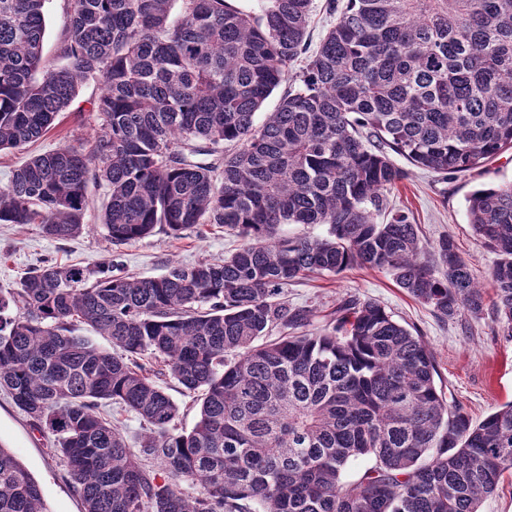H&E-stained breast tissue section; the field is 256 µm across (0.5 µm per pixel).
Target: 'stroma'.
Returning <instances> with one entry per match:
<instances>
[{
    "instance_id": "obj_1",
    "label": "stroma",
    "mask_w": 512,
    "mask_h": 512,
    "mask_svg": "<svg viewBox=\"0 0 512 512\" xmlns=\"http://www.w3.org/2000/svg\"><path fill=\"white\" fill-rule=\"evenodd\" d=\"M101 93L99 84L86 83L45 137L24 152H0V187L7 185L12 170L27 156L93 135L98 124L94 104ZM393 161L408 167L410 176L388 192L389 207L408 213L413 223L419 224L425 242L451 235L475 277L486 280L497 256L476 241L466 214L467 199L481 185L512 181V151L487 162L482 173L466 176L448 177L411 167L399 155ZM103 198L102 190L91 189L86 215L91 228L65 241L46 238L33 225L0 224V291L16 288L29 268L47 259L87 265L107 258L109 244L100 225ZM239 244V239L223 227L207 224L200 231L189 230L178 237L159 232L125 245L122 261L135 276L156 277L164 274L171 262L218 259L234 252ZM349 296L378 302L395 319L415 329L434 354L438 383L474 419H483L498 405L512 400V342L502 336L492 310L477 318L463 311L444 321L399 288L387 272L364 268L335 277L312 275L288 288V300L296 306L329 308ZM0 444L11 448L39 482L50 512H81L80 498L63 477L51 439L33 431L28 417L3 391Z\"/></svg>"
}]
</instances>
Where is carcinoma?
Returning a JSON list of instances; mask_svg holds the SVG:
<instances>
[{"label":"carcinoma","mask_w":512,"mask_h":512,"mask_svg":"<svg viewBox=\"0 0 512 512\" xmlns=\"http://www.w3.org/2000/svg\"><path fill=\"white\" fill-rule=\"evenodd\" d=\"M46 2L0 0V151L45 136L90 80L99 128L13 170L0 224L76 237L93 185L116 250L202 224L242 240L158 277L124 272L118 253L44 261L0 292V390L54 438L84 512H480L512 472V402L473 420L383 307H296L285 288L385 270L443 319L491 307L512 341V182L467 198L498 256L489 290L451 236L428 258L407 213L374 218L409 177L391 152L455 175L512 150V0H347L313 53L314 0H69L43 71ZM168 378L199 405L189 430ZM108 402L146 424L137 448ZM0 512H49L1 444Z\"/></svg>","instance_id":"1"}]
</instances>
